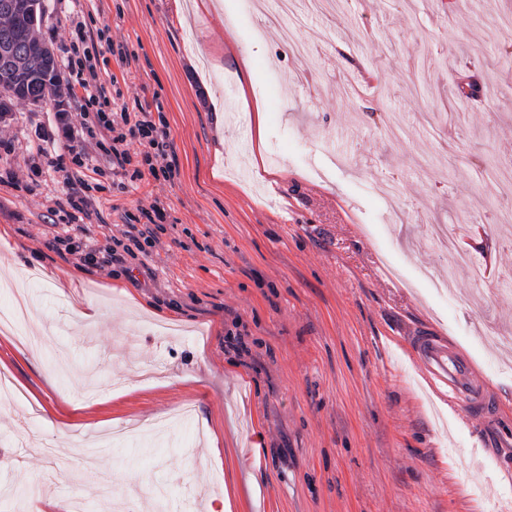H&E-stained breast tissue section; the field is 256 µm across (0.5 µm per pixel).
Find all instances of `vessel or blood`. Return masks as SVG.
<instances>
[{
	"instance_id": "vessel-or-blood-1",
	"label": "vessel or blood",
	"mask_w": 512,
	"mask_h": 512,
	"mask_svg": "<svg viewBox=\"0 0 512 512\" xmlns=\"http://www.w3.org/2000/svg\"><path fill=\"white\" fill-rule=\"evenodd\" d=\"M413 349L420 374L431 391L458 415L469 420L476 411L488 410L483 373L460 356L447 337H414Z\"/></svg>"
}]
</instances>
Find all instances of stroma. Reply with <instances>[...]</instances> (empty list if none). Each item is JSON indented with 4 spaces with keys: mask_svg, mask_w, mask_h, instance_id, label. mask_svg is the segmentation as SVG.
<instances>
[{
    "mask_svg": "<svg viewBox=\"0 0 512 512\" xmlns=\"http://www.w3.org/2000/svg\"><path fill=\"white\" fill-rule=\"evenodd\" d=\"M194 2L43 0L54 56L73 22L109 26L128 57L97 58L107 93L162 109L179 175L120 192L103 169L78 228L51 213L65 173L0 185V268L34 274L43 327L24 354L0 331V490L22 492L0 512H512V352L487 342L512 336V0ZM5 105L18 172L75 109ZM155 199L132 275L46 246L123 237ZM437 224L494 267L457 270L466 302L434 286ZM426 329L485 375L492 419L429 390L408 347Z\"/></svg>",
    "mask_w": 512,
    "mask_h": 512,
    "instance_id": "obj_1",
    "label": "stroma"
}]
</instances>
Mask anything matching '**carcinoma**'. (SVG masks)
<instances>
[{
    "mask_svg": "<svg viewBox=\"0 0 512 512\" xmlns=\"http://www.w3.org/2000/svg\"><path fill=\"white\" fill-rule=\"evenodd\" d=\"M43 15V0H33L32 10L21 17L0 10V56L11 51L24 62L28 72V77L18 83L14 71L0 63V86L13 88V97L18 99L39 102L59 95L54 55L35 36Z\"/></svg>",
    "mask_w": 512,
    "mask_h": 512,
    "instance_id": "cac0c4a2",
    "label": "carcinoma"
}]
</instances>
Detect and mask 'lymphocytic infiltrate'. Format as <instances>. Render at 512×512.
Wrapping results in <instances>:
<instances>
[{
  "label": "lymphocytic infiltrate",
  "mask_w": 512,
  "mask_h": 512,
  "mask_svg": "<svg viewBox=\"0 0 512 512\" xmlns=\"http://www.w3.org/2000/svg\"><path fill=\"white\" fill-rule=\"evenodd\" d=\"M115 53L116 48L107 28L90 31L84 23H76L71 42L66 50L63 66L72 86L78 87L80 123H72L68 113L58 115L55 129L39 133L37 151L27 166L25 176L14 171L0 175V185L24 186L28 192H36L45 170L70 172L71 168H90L94 156L105 157L112 167V175L118 189H125L127 176L141 178L150 174L157 180H171L178 171L172 153L170 131L165 116H152L150 112H131L126 108H114L105 92L103 77L92 63L98 51ZM139 145L141 167L130 170L132 156L130 145ZM157 235H135L120 239H107L97 246L76 240L71 235H58L49 241V249L59 256L75 255L85 266L101 268L107 263H125L138 253H146L155 247Z\"/></svg>",
  "instance_id": "1"
}]
</instances>
